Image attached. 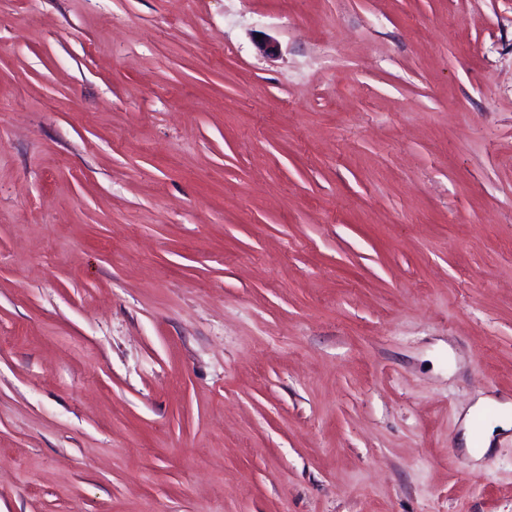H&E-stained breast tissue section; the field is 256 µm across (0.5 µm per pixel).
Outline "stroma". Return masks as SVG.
Instances as JSON below:
<instances>
[{"label": "stroma", "instance_id": "35a3bbf8", "mask_svg": "<svg viewBox=\"0 0 512 512\" xmlns=\"http://www.w3.org/2000/svg\"><path fill=\"white\" fill-rule=\"evenodd\" d=\"M482 397L512 0H0V512H512ZM485 404L486 403L484 400H480L469 409L466 420V431L463 433L464 443L467 447V450L472 456L476 458L481 457L485 452L488 451L489 446L492 443V439L495 435V427L499 426L502 431H506L510 427V424L507 421H500L496 422L495 424H490L484 429L481 437L479 438V442L476 443L475 438L471 432V422L477 415L480 414Z\"/></svg>", "mask_w": 512, "mask_h": 512}]
</instances>
